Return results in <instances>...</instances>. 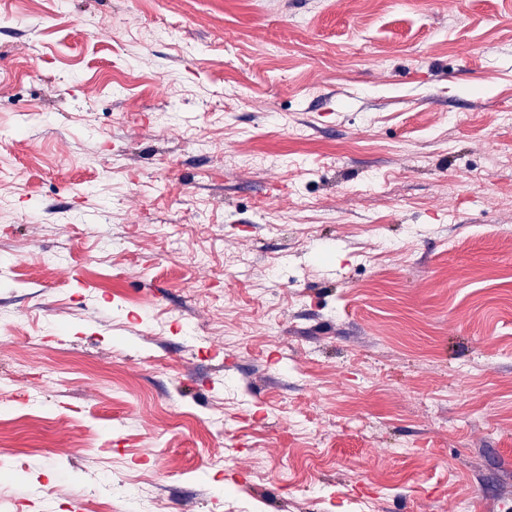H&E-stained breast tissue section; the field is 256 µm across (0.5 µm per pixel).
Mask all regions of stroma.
Wrapping results in <instances>:
<instances>
[{"label":"stroma","instance_id":"1","mask_svg":"<svg viewBox=\"0 0 512 512\" xmlns=\"http://www.w3.org/2000/svg\"><path fill=\"white\" fill-rule=\"evenodd\" d=\"M503 112L512 0H0V512H512Z\"/></svg>","mask_w":512,"mask_h":512}]
</instances>
